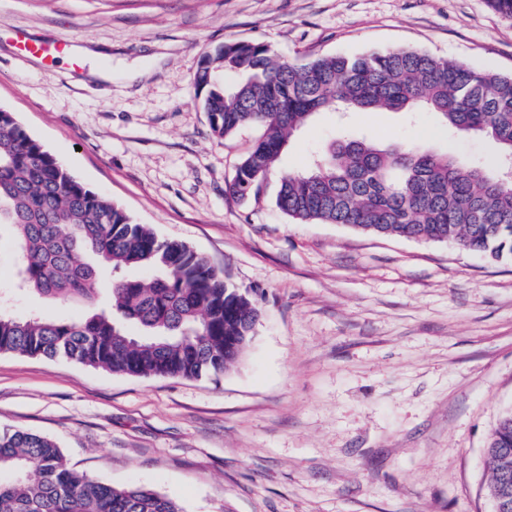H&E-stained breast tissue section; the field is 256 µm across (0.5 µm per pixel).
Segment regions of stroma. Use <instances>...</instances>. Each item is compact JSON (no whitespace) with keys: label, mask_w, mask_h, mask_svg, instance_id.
Returning a JSON list of instances; mask_svg holds the SVG:
<instances>
[{"label":"stroma","mask_w":512,"mask_h":512,"mask_svg":"<svg viewBox=\"0 0 512 512\" xmlns=\"http://www.w3.org/2000/svg\"><path fill=\"white\" fill-rule=\"evenodd\" d=\"M20 32L75 55H27ZM252 40L290 60L402 47L512 75V17L490 0H0V108L262 310L241 362L199 379L0 354V431L48 436L78 472L184 512H493L484 449L512 409V259L293 223L272 178L228 196L262 130L213 136L193 78L211 47ZM344 121L497 156L427 112H324L282 168Z\"/></svg>","instance_id":"stroma-1"}]
</instances>
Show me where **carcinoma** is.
Here are the masks:
<instances>
[{
    "instance_id": "obj_1",
    "label": "carcinoma",
    "mask_w": 512,
    "mask_h": 512,
    "mask_svg": "<svg viewBox=\"0 0 512 512\" xmlns=\"http://www.w3.org/2000/svg\"><path fill=\"white\" fill-rule=\"evenodd\" d=\"M210 130L262 135L225 193L247 200L278 174L276 207L296 224H345L380 236L452 241L493 260L512 257V76L395 48L288 60L265 42L212 48L194 76ZM431 112L456 135L499 148L492 165L422 142L380 144L344 131L299 171L280 168L290 138L316 115ZM22 287L93 312L58 319L0 308V354L44 356L134 377L197 379L233 367L261 309L187 244L138 224L88 188L0 109V229ZM144 269L147 279L125 271ZM109 309L95 303L104 273ZM488 495L512 512V412L489 436ZM0 512H183L144 487H114L74 470L52 439L0 431Z\"/></svg>"
}]
</instances>
